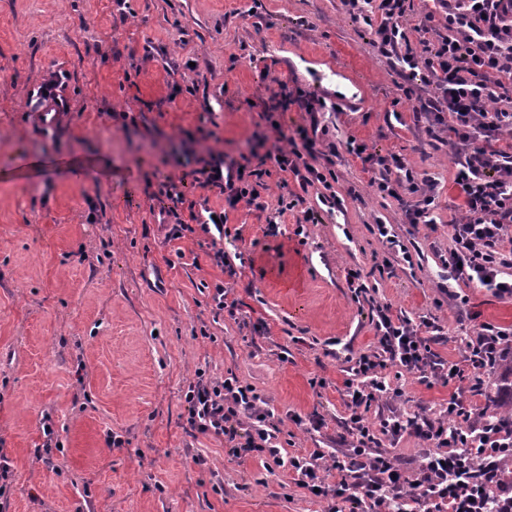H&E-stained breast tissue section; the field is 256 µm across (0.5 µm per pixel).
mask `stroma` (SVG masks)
I'll return each mask as SVG.
<instances>
[{
	"label": "stroma",
	"mask_w": 512,
	"mask_h": 512,
	"mask_svg": "<svg viewBox=\"0 0 512 512\" xmlns=\"http://www.w3.org/2000/svg\"><path fill=\"white\" fill-rule=\"evenodd\" d=\"M373 39L342 0H0V458L10 465L0 512H325L292 470L235 459L189 429L196 372L254 387L280 444L300 456L348 445L345 382L377 348L373 306L434 321L432 350L456 363L479 324L512 328V297L438 288L463 197L448 145L415 125L413 85ZM266 72L336 104L322 140L339 148V204L271 169L267 209L228 212L231 276L208 235L167 233L190 206L225 210L185 146L247 155L251 171L276 150ZM45 89L68 105L47 127L36 106ZM350 137L436 180L435 226L402 223L412 195L371 187L368 166L342 148ZM30 157L73 167L36 171ZM169 179L185 195L174 217ZM294 193L300 207L277 215ZM306 208L317 221L302 226ZM272 218L279 233L268 236ZM378 223L411 261L372 233ZM350 267L367 286L358 302ZM219 282L236 317L213 309ZM385 375L410 417L447 419L453 395L489 415L512 408V354L482 372L478 392L392 363ZM46 417L62 445L49 455ZM113 433L122 447L109 445Z\"/></svg>",
	"instance_id": "35a3bbf8"
}]
</instances>
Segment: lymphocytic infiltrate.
<instances>
[{"label":"lymphocytic infiltrate","mask_w":512,"mask_h":512,"mask_svg":"<svg viewBox=\"0 0 512 512\" xmlns=\"http://www.w3.org/2000/svg\"><path fill=\"white\" fill-rule=\"evenodd\" d=\"M436 12L421 22L424 34L411 44L404 18L407 0H344L348 11L371 27L375 44L391 65L420 81L414 107L429 137L448 135L454 151V183L464 198V214L450 226L451 245L443 258V281H461L512 297V151L501 149L505 131L512 129V0H434ZM271 109L298 108L309 126L275 131L287 142L279 150L277 168L291 174L300 187L328 184L335 171L316 162L318 136L324 132L322 109L304 92L291 93L278 82L269 95ZM373 164L370 184L384 196L399 190L414 194L405 206L409 224L434 225L435 180L409 168L397 155L364 154ZM205 185L219 188L230 208L239 203L259 205L261 193L246 176V167L223 154H211L200 170ZM375 329L381 354H388L421 378L461 376L458 364L434 353L420 325L390 307L376 309ZM465 360L476 369L490 370L512 352V333L489 323L479 324L465 344ZM381 354L361 355L346 381L351 410L346 451L283 457L279 429L268 419L253 387L236 377L211 380L198 377L185 394L188 423L193 431L223 439L233 457L257 454L286 466L300 487L317 490L329 502L328 512H512V484L504 481V465L512 463V421L494 423L472 414L457 397L448 413L455 423L407 417L399 411L381 416L378 426L363 412L389 395ZM388 359V360H389ZM412 434L427 441L430 450L415 475H408L395 457L380 453L381 439L392 441ZM331 465L339 479L325 485L321 470Z\"/></svg>","instance_id":"lymphocytic-infiltrate-1"}]
</instances>
